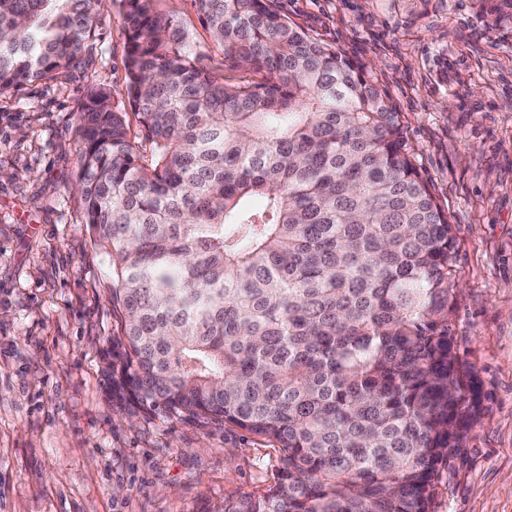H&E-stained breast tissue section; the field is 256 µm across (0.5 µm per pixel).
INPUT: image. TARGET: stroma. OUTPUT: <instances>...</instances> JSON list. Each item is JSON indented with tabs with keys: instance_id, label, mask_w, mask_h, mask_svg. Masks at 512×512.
Returning <instances> with one entry per match:
<instances>
[{
	"instance_id": "35a3bbf8",
	"label": "stroma",
	"mask_w": 512,
	"mask_h": 512,
	"mask_svg": "<svg viewBox=\"0 0 512 512\" xmlns=\"http://www.w3.org/2000/svg\"><path fill=\"white\" fill-rule=\"evenodd\" d=\"M366 66L402 115L412 161L455 227L454 333L483 410L434 512H512V18L478 0H275ZM204 67L225 62L194 0H151ZM120 0H101L92 56L0 96V512H213L259 497L278 445L221 422L113 410L103 357L122 319L112 267L83 223L78 110L92 87L124 101Z\"/></svg>"
}]
</instances>
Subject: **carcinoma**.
I'll use <instances>...</instances> for the list:
<instances>
[{"mask_svg":"<svg viewBox=\"0 0 512 512\" xmlns=\"http://www.w3.org/2000/svg\"><path fill=\"white\" fill-rule=\"evenodd\" d=\"M492 23L512 0H481ZM218 81L150 0H121L124 97L77 116L84 224L112 266V405L279 445L275 484L220 512H432L478 421L457 355L454 227L366 66L272 0H195ZM99 0H0V92L90 57Z\"/></svg>","mask_w":512,"mask_h":512,"instance_id":"carcinoma-1","label":"carcinoma"}]
</instances>
